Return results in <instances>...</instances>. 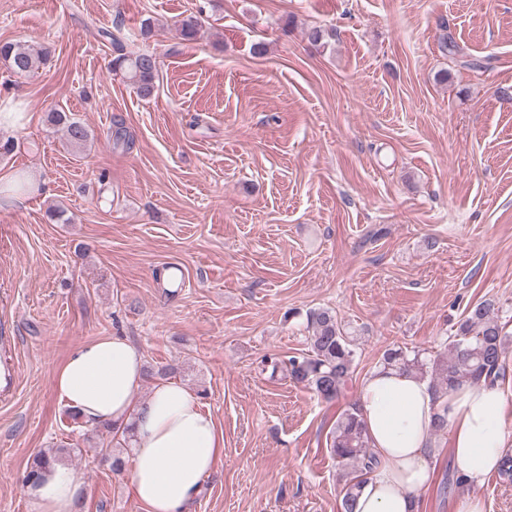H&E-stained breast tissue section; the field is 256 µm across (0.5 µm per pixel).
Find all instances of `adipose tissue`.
<instances>
[{"label": "adipose tissue", "mask_w": 512, "mask_h": 512, "mask_svg": "<svg viewBox=\"0 0 512 512\" xmlns=\"http://www.w3.org/2000/svg\"><path fill=\"white\" fill-rule=\"evenodd\" d=\"M141 351L122 336L77 345L54 376L56 393L91 427L128 431L129 491L143 512H192L205 478L224 458V434L198 394L172 381L140 397ZM452 466L471 491L456 512H486L478 488L497 470L505 448V400L498 384L468 383L447 398ZM359 408L377 464L357 491L355 512H420L433 478L438 404L414 373L375 368L364 379ZM31 512H81L82 483L64 464L26 489Z\"/></svg>", "instance_id": "obj_1"}]
</instances>
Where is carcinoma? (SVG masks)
<instances>
[{"mask_svg": "<svg viewBox=\"0 0 512 512\" xmlns=\"http://www.w3.org/2000/svg\"><path fill=\"white\" fill-rule=\"evenodd\" d=\"M198 27V18L189 16L180 21L177 31L182 39L190 41L195 38ZM47 58L48 51L37 43L0 42V62L16 75L34 72ZM157 68V57L150 52L120 53L112 60V72L134 86L142 97L152 95ZM51 121L63 126L73 147L85 146L91 137L83 123L61 111L52 112ZM308 325L311 336L305 352L286 360L269 358L266 366L273 374L280 369L286 370L293 382L312 389L327 402L337 401L352 378L355 339L338 320L336 313L329 309L310 312ZM505 328L500 307L484 300L470 308L444 351L428 359L419 350L388 349L380 364L414 372L428 380L439 402L433 429V435L438 436L447 430L448 390L464 383H479L484 378L495 381L502 376V358L512 340V335ZM63 452V448H51L37 454L23 476V485L38 481L45 470L62 459ZM330 452L336 462L351 474L343 488L340 512H354L355 491L375 464V458L367 448L359 407H349L337 419L331 435Z\"/></svg>", "mask_w": 512, "mask_h": 512, "instance_id": "obj_1", "label": "carcinoma"}]
</instances>
